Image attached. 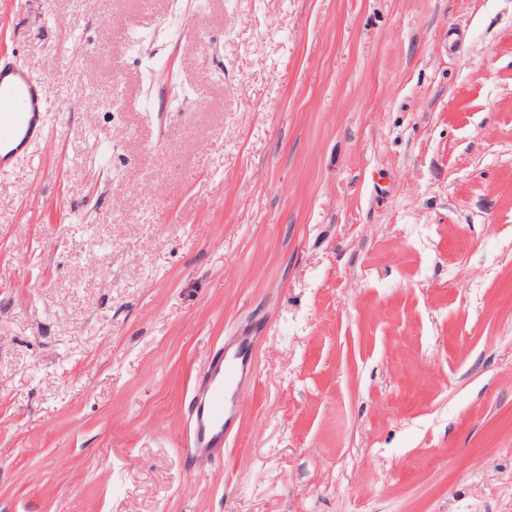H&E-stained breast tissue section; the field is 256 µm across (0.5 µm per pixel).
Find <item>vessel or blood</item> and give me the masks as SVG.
Returning a JSON list of instances; mask_svg holds the SVG:
<instances>
[{"mask_svg": "<svg viewBox=\"0 0 512 512\" xmlns=\"http://www.w3.org/2000/svg\"><path fill=\"white\" fill-rule=\"evenodd\" d=\"M48 93L21 68L0 65V173L44 135ZM253 342L243 337L234 351L216 350L188 399L187 453L217 459L224 454V427L232 415L230 396L252 367Z\"/></svg>", "mask_w": 512, "mask_h": 512, "instance_id": "b4317fda", "label": "vessel or blood"}]
</instances>
